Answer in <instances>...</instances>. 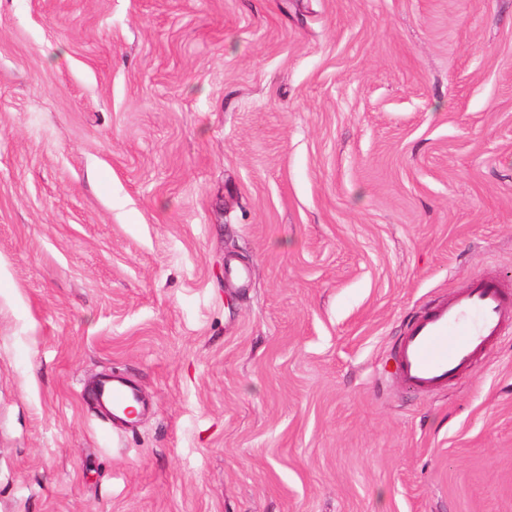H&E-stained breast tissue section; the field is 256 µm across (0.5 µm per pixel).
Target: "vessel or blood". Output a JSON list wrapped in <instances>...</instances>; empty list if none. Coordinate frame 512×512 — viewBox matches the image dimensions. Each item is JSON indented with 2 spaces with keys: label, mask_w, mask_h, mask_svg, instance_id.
Wrapping results in <instances>:
<instances>
[{
  "label": "vessel or blood",
  "mask_w": 512,
  "mask_h": 512,
  "mask_svg": "<svg viewBox=\"0 0 512 512\" xmlns=\"http://www.w3.org/2000/svg\"><path fill=\"white\" fill-rule=\"evenodd\" d=\"M508 321H512V289L491 276L473 279L409 324L395 350L400 382L415 391L443 388L450 377L469 368ZM139 398L134 386L115 376L96 385L97 403L108 417H117L119 410Z\"/></svg>",
  "instance_id": "1"
}]
</instances>
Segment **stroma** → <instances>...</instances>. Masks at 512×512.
Returning <instances> with one entry per match:
<instances>
[{
  "instance_id": "1",
  "label": "stroma",
  "mask_w": 512,
  "mask_h": 512,
  "mask_svg": "<svg viewBox=\"0 0 512 512\" xmlns=\"http://www.w3.org/2000/svg\"><path fill=\"white\" fill-rule=\"evenodd\" d=\"M486 272L512 0H0V512H512V328L393 375ZM96 400L107 417L121 418L119 410L128 407L131 400L141 405L138 390L124 379L112 376L102 378L96 385ZM126 413V409H124Z\"/></svg>"
}]
</instances>
